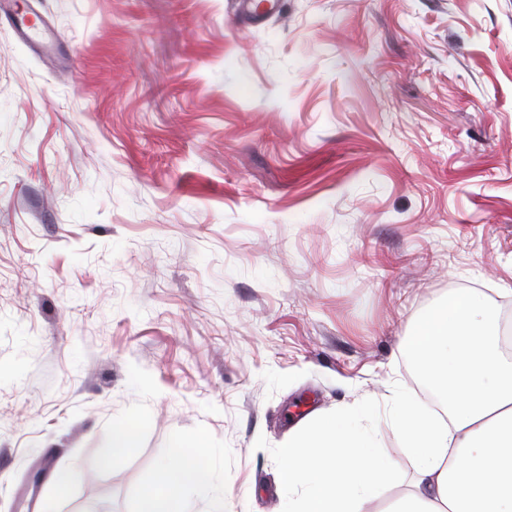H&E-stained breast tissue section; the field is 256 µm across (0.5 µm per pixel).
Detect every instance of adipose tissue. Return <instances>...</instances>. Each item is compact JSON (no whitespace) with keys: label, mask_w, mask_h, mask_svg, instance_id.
Masks as SVG:
<instances>
[{"label":"adipose tissue","mask_w":512,"mask_h":512,"mask_svg":"<svg viewBox=\"0 0 512 512\" xmlns=\"http://www.w3.org/2000/svg\"><path fill=\"white\" fill-rule=\"evenodd\" d=\"M441 413L396 394L392 422L416 463L413 488L382 512H512V357L482 294L453 291L426 308L405 338ZM342 409L310 418L281 450V480L302 487L293 512H366L392 475L375 439ZM174 450L150 477L137 512H191L186 491H208L205 434Z\"/></svg>","instance_id":"ef3b65f1"}]
</instances>
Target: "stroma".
Here are the masks:
<instances>
[{
  "label": "stroma",
  "instance_id": "35a3bbf8",
  "mask_svg": "<svg viewBox=\"0 0 512 512\" xmlns=\"http://www.w3.org/2000/svg\"><path fill=\"white\" fill-rule=\"evenodd\" d=\"M235 2L0 22V512H135L200 432L226 512H290L281 449L339 409L394 464L384 507L415 474L393 392L434 407L413 320L512 305V0ZM134 448L128 429L118 431L112 437V442L100 450V463L102 466H109L115 459Z\"/></svg>",
  "mask_w": 512,
  "mask_h": 512
}]
</instances>
